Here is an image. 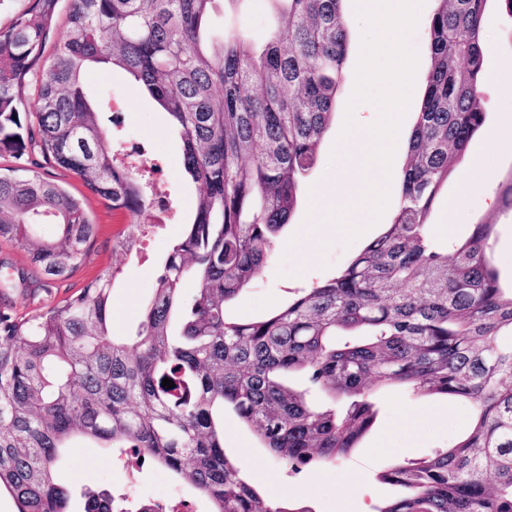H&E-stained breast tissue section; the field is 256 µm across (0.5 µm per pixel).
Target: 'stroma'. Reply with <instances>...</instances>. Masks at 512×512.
Masks as SVG:
<instances>
[{
  "mask_svg": "<svg viewBox=\"0 0 512 512\" xmlns=\"http://www.w3.org/2000/svg\"><path fill=\"white\" fill-rule=\"evenodd\" d=\"M349 30L343 81L336 94V118L320 147V163L303 184L301 204L277 247V257L231 304L230 316L258 318L293 298L296 291L331 278L367 244V237L346 242L342 233L323 217L328 207H348L356 222L369 214L359 205L366 179L381 180L379 170L368 168L365 153L370 143L366 133H356L343 149H335L336 131L343 125L345 105L354 84L360 51L361 27L353 5H345ZM279 21L273 0H241L236 8L218 11L210 21L215 35L236 27L253 41H262L269 27ZM488 64L484 72V126L472 139L468 154L479 153L501 116L500 88L494 74L500 60L512 54V17L498 4H491L485 16ZM86 86L91 96L112 95L120 100L117 111L102 114L114 137L139 142L142 164L159 163L177 211L174 224H147L139 233L137 252L120 260L112 253L115 240L127 236L131 227L122 211L89 194L83 182L65 172L56 177L72 194L86 197L87 209L97 226L83 264L69 276L46 279L29 267L25 254L13 245L0 243V277L12 278L10 287L0 288V309L14 316H31L61 303L98 275L114 273L112 329L116 335L134 332L151 294L159 262L182 232V219L194 210L200 196L198 184L183 176L181 141L166 114L143 95L140 86L125 72L102 67L89 71ZM467 168L459 163L437 199L430 217V232L436 239L468 236L472 225H494L492 253L503 285L512 284V210L488 205L483 198L468 200L464 210L454 201L460 179ZM379 413L372 429L348 456L336 463H311L300 471L269 461L251 430L232 411L224 413V446L250 483L268 496L283 487L292 489L296 501L311 505L312 512H364L366 506L399 495V487L380 483L378 474L398 463L419 459L448 448L471 428L472 412L463 401L441 395H420L403 388L380 392ZM101 450L91 444L69 449L58 471V479L71 492V512H83L86 493L108 489L119 494L136 486L145 499L167 489L166 473L149 461L131 460L129 466L113 473L88 475L89 463Z\"/></svg>",
  "mask_w": 512,
  "mask_h": 512,
  "instance_id": "stroma-1",
  "label": "stroma"
}]
</instances>
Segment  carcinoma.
Segmentation results:
<instances>
[{
  "label": "carcinoma",
  "instance_id": "cac0c4a2",
  "mask_svg": "<svg viewBox=\"0 0 512 512\" xmlns=\"http://www.w3.org/2000/svg\"><path fill=\"white\" fill-rule=\"evenodd\" d=\"M69 2L47 66L58 0H25L0 28V156L15 159L0 171V241L58 279L95 236L84 200L28 168L35 148L145 223L147 187L117 158L85 88L97 65L127 72L168 114L183 174L202 193L133 335L112 333L110 275L31 318L0 311V492L16 512H69L55 468L75 438L151 460L210 512H312L249 483L225 451L224 409L295 470L349 454L375 422L374 391L390 388L461 399L473 425L452 446L382 472L402 493L374 512H512V287L488 254L494 225L446 246L429 231L437 195L486 122L488 0H439L430 20L431 63L391 223L336 275L257 319L226 305L273 257L318 166L347 54L344 0H274L282 22L260 47L235 32L211 37L219 0ZM45 225L53 232L37 233ZM294 375L307 387H291ZM312 391L330 404H312ZM125 502L92 492L84 512H159Z\"/></svg>",
  "mask_w": 512,
  "mask_h": 512
}]
</instances>
